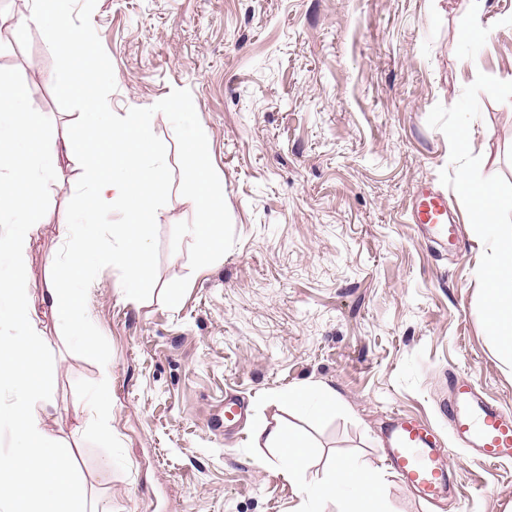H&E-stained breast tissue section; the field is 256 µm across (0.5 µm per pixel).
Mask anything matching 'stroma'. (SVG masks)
I'll return each instance as SVG.
<instances>
[{
	"label": "stroma",
	"mask_w": 512,
	"mask_h": 512,
	"mask_svg": "<svg viewBox=\"0 0 512 512\" xmlns=\"http://www.w3.org/2000/svg\"><path fill=\"white\" fill-rule=\"evenodd\" d=\"M470 0H97L92 25L110 58L112 110L146 108L190 90L236 243L191 270L193 239L173 227L195 212L172 185L158 211L157 280L120 300L118 271L98 274L87 313L106 337L108 368L71 352L46 316L57 382L42 416L75 448L92 501L112 512H297L294 487L254 447L259 420L305 429L322 479L332 458L382 469L389 512H512V461L485 464L443 441L448 488L428 499L398 478L386 433L408 415L438 426L455 374L512 411V367L483 329L476 269L485 246L455 191L463 251L427 245L406 219L423 184L439 185L449 142L427 117L452 106L478 73L512 82V0H486L489 42L461 43ZM0 40L35 110L67 133L78 112L53 91V53ZM481 168L512 183V102L486 99L470 128ZM81 170L64 185L31 248L42 287ZM181 286L177 304L165 290ZM336 393L334 413L289 407L296 385ZM107 388L112 417L90 422ZM243 408L228 420V401ZM111 460L102 470V460Z\"/></svg>",
	"instance_id": "35a3bbf8"
}]
</instances>
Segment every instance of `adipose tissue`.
I'll list each match as a JSON object with an SVG mask.
<instances>
[{
	"label": "adipose tissue",
	"instance_id": "1",
	"mask_svg": "<svg viewBox=\"0 0 512 512\" xmlns=\"http://www.w3.org/2000/svg\"><path fill=\"white\" fill-rule=\"evenodd\" d=\"M253 445L275 449L277 472L294 484L301 499L316 505L333 503L336 512H386L383 476L363 462L342 458L335 462L322 481H306L305 473L314 454L309 438L301 431L279 426L253 425Z\"/></svg>",
	"mask_w": 512,
	"mask_h": 512
}]
</instances>
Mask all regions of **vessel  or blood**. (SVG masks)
Listing matches in <instances>:
<instances>
[{
    "instance_id": "vessel-or-blood-1",
    "label": "vessel or blood",
    "mask_w": 512,
    "mask_h": 512,
    "mask_svg": "<svg viewBox=\"0 0 512 512\" xmlns=\"http://www.w3.org/2000/svg\"><path fill=\"white\" fill-rule=\"evenodd\" d=\"M410 221L423 238L445 248L458 243V227L448 209V197L430 185L415 193ZM451 398L442 406L450 435L469 448L476 459L495 464L512 459V412L477 399L470 379L450 381ZM434 429L412 418H397L389 435L388 456L395 472L422 493L436 495L448 481L445 460L436 452Z\"/></svg>"
}]
</instances>
